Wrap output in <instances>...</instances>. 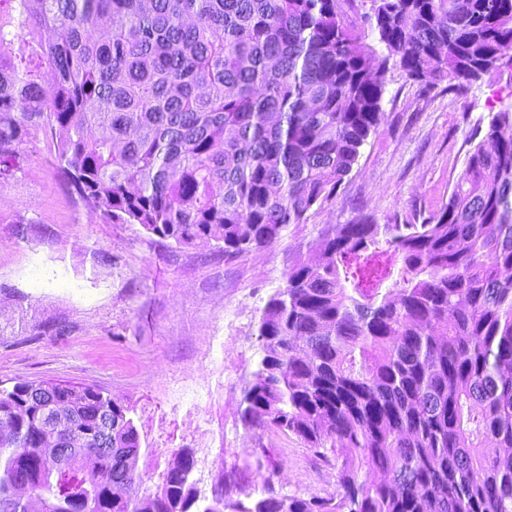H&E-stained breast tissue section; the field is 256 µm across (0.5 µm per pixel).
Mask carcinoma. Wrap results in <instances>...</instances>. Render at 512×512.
I'll return each mask as SVG.
<instances>
[{
	"label": "carcinoma",
	"instance_id": "1",
	"mask_svg": "<svg viewBox=\"0 0 512 512\" xmlns=\"http://www.w3.org/2000/svg\"><path fill=\"white\" fill-rule=\"evenodd\" d=\"M0 174L29 130L112 224L224 259L332 200L382 117L388 63L426 86L512 60V0H8ZM244 425L333 463L326 497L272 477L200 497L183 449L144 488L131 408L89 386L0 387V512H512V111L420 224L324 232L261 309ZM493 443L494 452L485 448Z\"/></svg>",
	"mask_w": 512,
	"mask_h": 512
}]
</instances>
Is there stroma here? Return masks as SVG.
I'll return each instance as SVG.
<instances>
[{"instance_id": "1", "label": "stroma", "mask_w": 512, "mask_h": 512, "mask_svg": "<svg viewBox=\"0 0 512 512\" xmlns=\"http://www.w3.org/2000/svg\"><path fill=\"white\" fill-rule=\"evenodd\" d=\"M382 119L336 197L284 239L233 261L178 247L136 224H111L57 173L56 141L31 129L0 176V385L55 381L107 391L134 410L149 490L159 449L195 451L192 479L210 496L263 491L264 445L284 494H331L336 470L295 436L246 429L243 389L259 357L255 323L288 267L312 258L322 231L371 218L423 220L446 203L494 114L512 109V62L459 88L385 74Z\"/></svg>"}]
</instances>
